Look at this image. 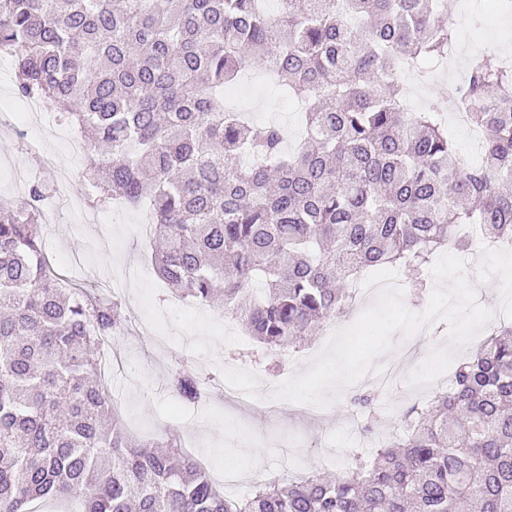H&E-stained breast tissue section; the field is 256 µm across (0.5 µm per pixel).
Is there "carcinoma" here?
<instances>
[{
    "label": "carcinoma",
    "mask_w": 512,
    "mask_h": 512,
    "mask_svg": "<svg viewBox=\"0 0 512 512\" xmlns=\"http://www.w3.org/2000/svg\"><path fill=\"white\" fill-rule=\"evenodd\" d=\"M0 0V53L25 99L88 133V197L152 206L159 276L275 353L350 300L364 270L400 265L423 287L437 250L512 241V69L480 56L462 90L483 133L465 165L443 112L403 109L408 64L441 60L444 0ZM259 55L311 132L219 95ZM0 205V512L79 494L84 512H512V324L457 361L448 391L409 406L404 432L343 471H312L228 498L174 438L134 445L95 353L122 305L62 283L44 256L38 202ZM261 285L259 292L252 286ZM170 391L195 402L194 374Z\"/></svg>",
    "instance_id": "carcinoma-1"
}]
</instances>
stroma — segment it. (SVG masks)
<instances>
[{
  "instance_id": "obj_1",
  "label": "stroma",
  "mask_w": 512,
  "mask_h": 512,
  "mask_svg": "<svg viewBox=\"0 0 512 512\" xmlns=\"http://www.w3.org/2000/svg\"><path fill=\"white\" fill-rule=\"evenodd\" d=\"M450 23L460 46L469 47L478 38H512V13L495 14L490 0H448ZM465 64L441 66L422 84L417 109L448 105V86L460 81ZM15 60L0 56V161L9 160L23 168L26 182L14 186L11 170L0 169V200L24 206L28 183L38 181L46 188L47 200L59 191L52 174L40 164L42 154L55 155L69 172L65 190L75 202H84L86 187L82 176L86 142L73 132L62 139L50 119L53 106H46V119L15 135L20 100L15 91ZM252 121L275 124L287 133L285 147L297 149L303 141L300 113L289 110L273 87L241 98L236 103ZM150 218L148 209H131L114 202L99 208L97 222L78 220L76 213L58 207L56 225H44L45 250L57 273L71 284L109 292L125 288L122 298L127 321L141 319L143 330L128 332L111 341L103 350L106 376L119 390L122 424L139 442H161L178 434L185 448L195 453L199 463L214 480L224 478V451L232 449L239 482L226 488L231 498L248 495L257 483L291 476L310 469L338 472L347 463L350 439L362 430L349 417V399L355 387L344 389L339 399L326 407L315 421L306 418L305 407L283 400H265L262 409L238 412L226 408L216 384L228 380L240 385L244 396L260 393L269 379L286 380L304 372L313 357L326 345L323 335L312 336L301 346L303 359L296 364L274 367L242 326L225 327L224 316L216 309L202 307L179 298L155 271L149 237L138 233ZM112 227L111 238H103L101 225ZM447 325L436 321L427 335L398 339L395 352L382 356L383 365L398 370L389 387L381 388L379 415L384 426L399 428L403 412L412 403V389L404 383L407 363H420L432 347L444 341ZM196 372L205 392L197 405L174 400L164 388L171 368Z\"/></svg>"
}]
</instances>
